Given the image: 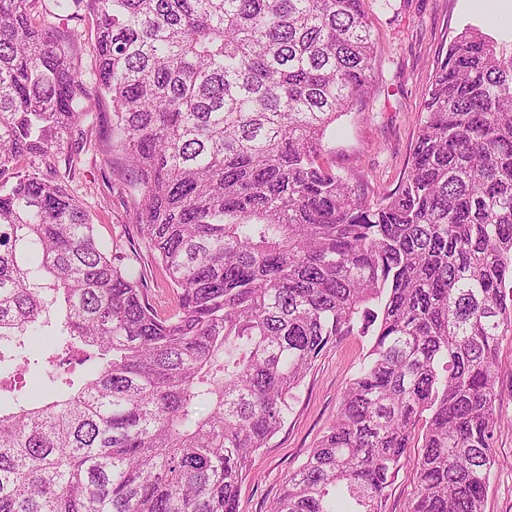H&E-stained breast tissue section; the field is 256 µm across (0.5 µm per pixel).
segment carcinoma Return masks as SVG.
Segmentation results:
<instances>
[{"label":"carcinoma","mask_w":512,"mask_h":512,"mask_svg":"<svg viewBox=\"0 0 512 512\" xmlns=\"http://www.w3.org/2000/svg\"><path fill=\"white\" fill-rule=\"evenodd\" d=\"M40 0H0V512H240L256 454L340 336H372L336 422L271 512H484L498 348L512 337V48L466 28L411 156L373 200L325 164L371 89L360 0H53L92 21L80 76ZM112 102L130 212L166 314L67 186L74 128ZM83 367L74 381L76 367ZM62 22L65 24L62 25ZM60 26L63 30H66L68 26L69 29L78 28L79 31L83 32L82 40H81V53H82V64H81V76L84 80H90L93 78V71L95 70V46H94V36L91 32L90 25L88 21L82 18L81 21L70 19L69 21H61ZM420 448H411V459L399 470L383 501L384 512H406L407 504L415 492L413 460Z\"/></svg>","instance_id":"1"}]
</instances>
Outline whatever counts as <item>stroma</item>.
<instances>
[{
    "label": "stroma",
    "instance_id": "1",
    "mask_svg": "<svg viewBox=\"0 0 512 512\" xmlns=\"http://www.w3.org/2000/svg\"><path fill=\"white\" fill-rule=\"evenodd\" d=\"M375 41L372 92L336 123L328 159L337 174L359 191H393L406 177L423 103L438 59L459 33L472 25L512 42V25L490 24L470 12L465 0H362ZM112 120V103L103 101L95 121L83 122L92 148L81 156L69 189L81 200L100 239L112 253L128 257L133 273L144 275L158 310L174 307L164 270L152 257L129 219L131 198L121 180L118 155L98 151ZM367 336H344L328 345L306 374L286 419L243 485L240 512H269L289 472L298 468L334 423L342 394L370 347ZM497 406L508 419L495 448L497 463L486 490L484 512H512V338L499 348Z\"/></svg>",
    "mask_w": 512,
    "mask_h": 512
}]
</instances>
